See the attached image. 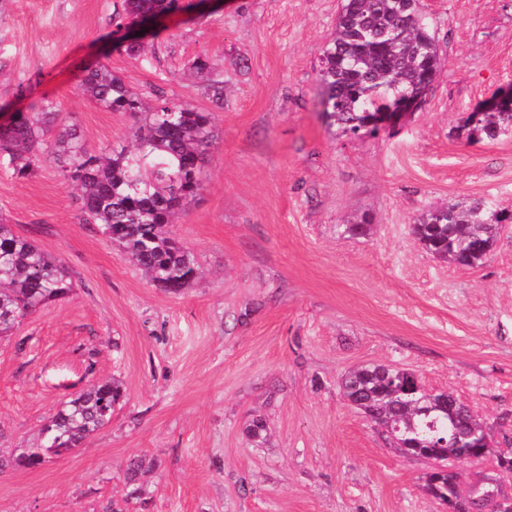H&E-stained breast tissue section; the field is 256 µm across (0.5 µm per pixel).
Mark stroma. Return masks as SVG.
<instances>
[{
  "label": "stroma",
  "instance_id": "stroma-1",
  "mask_svg": "<svg viewBox=\"0 0 512 512\" xmlns=\"http://www.w3.org/2000/svg\"><path fill=\"white\" fill-rule=\"evenodd\" d=\"M183 2L134 59L109 37L122 0H0V114L45 97L90 152L130 144V116L78 92L82 67L102 62L139 93L210 112L214 131L203 188L170 227L199 271L177 294L84 222L53 163L21 178L0 156V222L74 285L0 338V452L31 447L97 381L124 391L75 450L1 468L0 512H442L427 465L339 383L374 364L413 372L512 448V224L474 268L411 232L441 205L512 213V134L471 141L462 128L512 85V0H421L442 68L399 125L357 136L318 106L342 0ZM199 58L221 97L193 76ZM365 215L370 233H350Z\"/></svg>",
  "mask_w": 512,
  "mask_h": 512
}]
</instances>
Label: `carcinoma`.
<instances>
[{
    "label": "carcinoma",
    "mask_w": 512,
    "mask_h": 512,
    "mask_svg": "<svg viewBox=\"0 0 512 512\" xmlns=\"http://www.w3.org/2000/svg\"><path fill=\"white\" fill-rule=\"evenodd\" d=\"M180 9L179 0H124L114 17L115 28L133 29ZM440 67V49L418 0H343L335 35L320 58L321 112L344 133L374 134L377 129L367 127L368 113L421 98ZM79 89L107 111L135 117V145L92 154L77 125H64L54 138L53 163L78 186L85 222L98 225L121 245L123 256L152 282L178 292L195 278L196 268L168 226L203 188L212 142L210 113L162 95L150 105L106 64L85 68ZM55 114V104L43 98L0 125V156L9 158L17 176H28L42 162ZM465 127L469 137L479 140L512 132V104L475 112ZM508 222L512 214L491 204L461 203L421 214L412 232L436 258L473 268L493 250ZM72 288L58 260L0 223V337L12 335L27 313L67 296ZM416 382L411 372L377 364L348 372L340 388L396 450L420 448L436 465L454 466L449 475L431 471L424 484L430 493L465 491L460 470L472 458H491L498 468L507 458L512 473V450L495 448L479 415L463 403L448 414L442 405L455 395L426 391ZM122 398L123 390L114 381L92 384L42 426L33 447L7 457L0 454V468H39L43 460L78 447L110 420ZM495 490V485L483 484L469 494L477 507L488 509Z\"/></svg>",
    "instance_id": "cac0c4a2"
}]
</instances>
